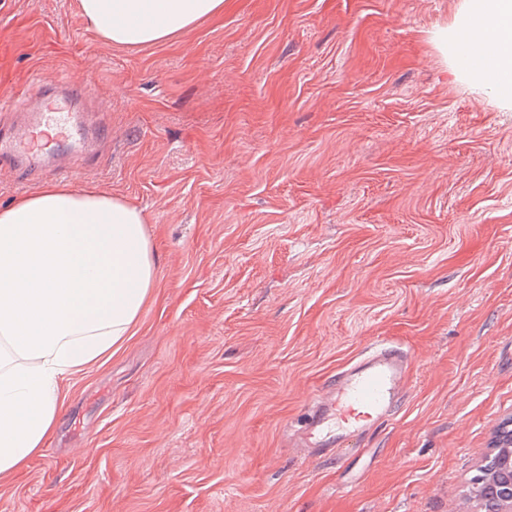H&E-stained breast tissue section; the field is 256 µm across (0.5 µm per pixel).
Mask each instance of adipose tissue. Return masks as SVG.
Instances as JSON below:
<instances>
[{
  "label": "adipose tissue",
  "mask_w": 512,
  "mask_h": 512,
  "mask_svg": "<svg viewBox=\"0 0 512 512\" xmlns=\"http://www.w3.org/2000/svg\"><path fill=\"white\" fill-rule=\"evenodd\" d=\"M119 45L159 44L223 10L224 0H79ZM474 85L512 104V0H467L442 36ZM142 210L66 183L0 206V473L22 468L55 431L66 374L129 336L155 284Z\"/></svg>",
  "instance_id": "1"
}]
</instances>
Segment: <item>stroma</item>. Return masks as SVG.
<instances>
[{
  "instance_id": "35a3bbf8",
  "label": "stroma",
  "mask_w": 512,
  "mask_h": 512,
  "mask_svg": "<svg viewBox=\"0 0 512 512\" xmlns=\"http://www.w3.org/2000/svg\"><path fill=\"white\" fill-rule=\"evenodd\" d=\"M463 5L224 0L125 46L78 0H0V91L108 103L68 182L140 207L156 258L0 512H477L512 418V109L437 39ZM381 342L410 357L395 415L307 455L310 396Z\"/></svg>"
}]
</instances>
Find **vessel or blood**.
Masks as SVG:
<instances>
[{
	"mask_svg": "<svg viewBox=\"0 0 512 512\" xmlns=\"http://www.w3.org/2000/svg\"><path fill=\"white\" fill-rule=\"evenodd\" d=\"M51 96L50 88L37 79L27 92L0 94V112L13 115L17 131L16 142H0V156L15 151L29 157L30 132L37 126H57L71 143L85 139L83 124L71 122L68 113L46 109ZM408 372L407 354L399 347L382 345L316 390L305 425L308 453L340 444L347 435L364 431L368 423L393 416L407 391Z\"/></svg>",
	"mask_w": 512,
	"mask_h": 512,
	"instance_id": "vessel-or-blood-1",
	"label": "vessel or blood"
}]
</instances>
